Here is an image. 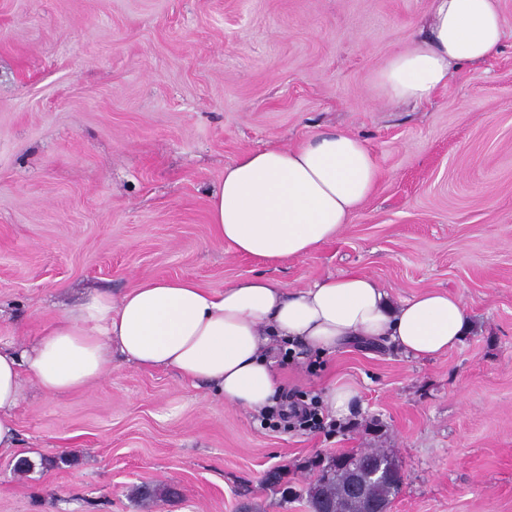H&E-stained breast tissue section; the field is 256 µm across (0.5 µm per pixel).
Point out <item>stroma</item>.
<instances>
[{
    "label": "stroma",
    "mask_w": 512,
    "mask_h": 512,
    "mask_svg": "<svg viewBox=\"0 0 512 512\" xmlns=\"http://www.w3.org/2000/svg\"><path fill=\"white\" fill-rule=\"evenodd\" d=\"M430 3L0 0V342L146 279L299 290L347 269L395 301L454 294L471 322L428 360L368 342L274 358L285 392L353 390L331 433L261 428L117 352L85 390L23 376L10 418L35 467L0 455V512H308L311 461L378 446L404 475L391 512H512V0L496 53L428 102H386L376 74ZM322 130L362 139L380 169L336 238L271 266L219 240L225 167ZM144 483L180 495L145 507Z\"/></svg>",
    "instance_id": "1"
}]
</instances>
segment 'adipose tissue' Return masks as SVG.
I'll return each mask as SVG.
<instances>
[{
    "instance_id": "1",
    "label": "adipose tissue",
    "mask_w": 512,
    "mask_h": 512,
    "mask_svg": "<svg viewBox=\"0 0 512 512\" xmlns=\"http://www.w3.org/2000/svg\"><path fill=\"white\" fill-rule=\"evenodd\" d=\"M505 19L498 0H431L422 35L392 54L375 83L392 103L420 102L448 87L458 69L500 47ZM377 162L360 139L320 131L293 148L244 153L209 195L218 239L264 263L301 258L334 239L370 196ZM461 300L428 290L393 302L358 270L291 291L264 276L216 292L186 279H148L119 301L96 297L66 313L30 346L0 347V455H21L9 418L30 373L47 393L88 387L112 365L113 352L182 381L215 387L226 405L262 413L279 398L273 343L328 353L364 339L423 359L448 352L469 332Z\"/></svg>"
}]
</instances>
